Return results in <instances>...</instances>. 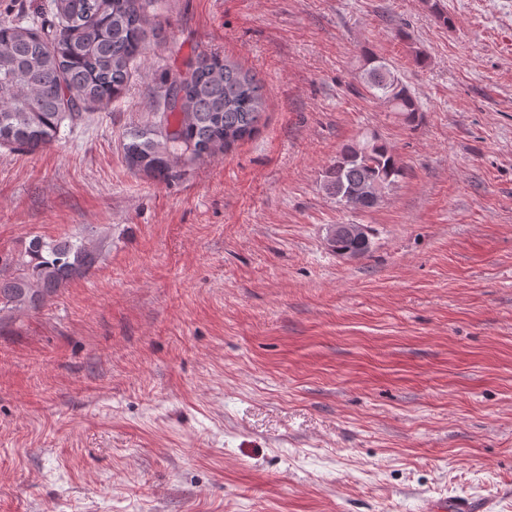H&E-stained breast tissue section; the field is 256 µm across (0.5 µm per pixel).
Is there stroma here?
I'll list each match as a JSON object with an SVG mask.
<instances>
[{"instance_id": "35a3bbf8", "label": "stroma", "mask_w": 512, "mask_h": 512, "mask_svg": "<svg viewBox=\"0 0 512 512\" xmlns=\"http://www.w3.org/2000/svg\"><path fill=\"white\" fill-rule=\"evenodd\" d=\"M162 0L125 94L0 148V253L108 247L0 328V512H512V0ZM414 121L361 83V47ZM267 109L169 182L122 144L197 53ZM427 61L417 65L416 53ZM375 136L405 174L367 211L322 188ZM372 228L360 257L327 244Z\"/></svg>"}]
</instances>
